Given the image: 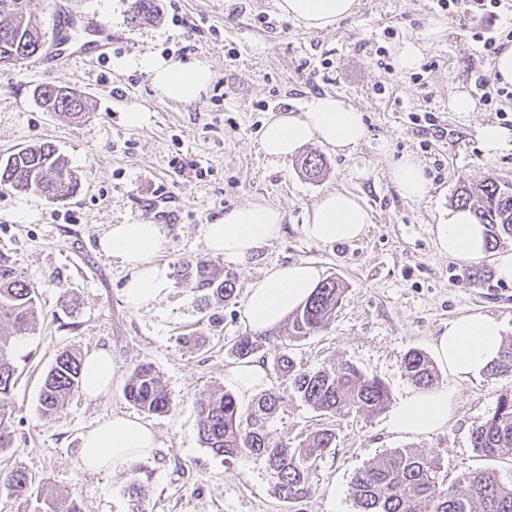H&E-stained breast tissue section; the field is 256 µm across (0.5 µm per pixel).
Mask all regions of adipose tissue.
<instances>
[{
    "instance_id": "adipose-tissue-1",
    "label": "adipose tissue",
    "mask_w": 512,
    "mask_h": 512,
    "mask_svg": "<svg viewBox=\"0 0 512 512\" xmlns=\"http://www.w3.org/2000/svg\"><path fill=\"white\" fill-rule=\"evenodd\" d=\"M358 0H277L286 17L309 32L335 28L356 12ZM151 78L159 97L180 103L196 101L211 81L210 70L198 63H170L153 57L138 61ZM367 134L364 114L331 95L311 97L299 113L273 112L265 122L259 148L271 161L293 156L299 147L315 141L339 153H351ZM391 178L407 199L428 195L431 184L420 160L405 156L391 168ZM371 222L369 211L350 193L332 191L314 204L305 235L323 244L360 237ZM283 214L274 207L247 204L225 212L216 223L205 225L204 241L209 253L247 260L256 249L282 233ZM439 249L448 256L476 261L487 251L486 228L470 210L453 208L448 221L437 228ZM101 252L120 258L130 269L124 296L135 308L152 306L165 293L167 271L154 263L162 248L156 225H109L98 241ZM317 269L297 263L269 270L254 281L241 315L244 326L264 332L278 326L303 305L315 287ZM503 341V326L493 316L466 313L450 320L434 340L439 362L460 378L479 374L497 359ZM453 395L445 389H413L401 399L391 416L393 429L431 434L448 424ZM155 445L154 432L140 418L117 414L87 431L83 437L81 461L92 471H112L131 459L149 457Z\"/></svg>"
}]
</instances>
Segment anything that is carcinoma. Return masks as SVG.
<instances>
[{
	"label": "carcinoma",
	"instance_id": "carcinoma-1",
	"mask_svg": "<svg viewBox=\"0 0 512 512\" xmlns=\"http://www.w3.org/2000/svg\"><path fill=\"white\" fill-rule=\"evenodd\" d=\"M132 18L154 15L155 0H133ZM45 45V33L34 19L31 0H0V66L14 58H37ZM33 98L45 112L78 119L86 110L77 93L60 92L55 85H39ZM81 186L77 173L50 143L22 147L0 161V191H33L45 198L64 202ZM457 205L468 207L479 223L487 226L489 243L503 235L512 236V187L488 178L480 183L460 185ZM176 279L194 292L203 293L205 305H222L235 294L234 275L222 273L202 260H184L175 267ZM344 288L334 278L319 282L312 295L291 318L289 339L314 335L327 326L342 300ZM39 296L8 260L0 258V454L12 447L13 393L17 383L13 358V335L35 330ZM262 341L249 334L236 340L231 356L247 359L261 352ZM407 379L418 388L430 389L438 371L424 351L412 349L403 359ZM289 395L322 415L370 417L382 412L388 403L385 383L369 377L357 367L340 362L318 368L296 364L283 344L273 358ZM488 372L512 376V342L503 343L498 359ZM82 358L68 350L57 355L46 374L39 398L45 416L59 413L71 396L82 387ZM124 394L140 411L148 414L169 412L171 401L159 374L152 365L141 363L129 374ZM282 402L280 392L266 390L245 410L234 394L216 386L196 404L197 429L201 442L215 456L232 459L251 454L264 460L278 499L286 504L303 501L313 487L312 476L324 455L336 447V432L317 427L289 441L277 433L275 422ZM471 443L480 456L496 458L512 452V389L503 391L493 414L471 433ZM439 455L394 448L382 453L352 477L357 512H512V483L502 482L489 469L469 471L447 483ZM133 471L128 485L132 512H143L139 474ZM33 478L15 467L0 470V492L22 501L32 495ZM44 512H82L77 501L67 497L44 500Z\"/></svg>",
	"mask_w": 512,
	"mask_h": 512
}]
</instances>
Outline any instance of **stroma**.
Listing matches in <instances>:
<instances>
[{
	"label": "stroma",
	"instance_id": "35a3bbf8",
	"mask_svg": "<svg viewBox=\"0 0 512 512\" xmlns=\"http://www.w3.org/2000/svg\"><path fill=\"white\" fill-rule=\"evenodd\" d=\"M133 0H32L45 35H52L60 6L108 29L112 43L92 62L34 58L0 68V156L49 142L81 176L80 192L53 202L32 192H0V256L37 288L35 331L18 337L14 360L13 446L9 464L32 476L36 494L20 503L0 495V512H42L43 498L76 499L82 512H130L126 486L135 468L142 481L144 512H285L272 492L262 459L244 454L225 460L199 440L195 403L216 385L234 390L224 370L233 364L230 347L246 329L240 316L247 290L269 269L308 263L320 278L344 288L340 305L320 333L287 342V326L263 334L266 357L281 343L291 345L297 364L316 367L346 361L388 387L386 411L371 417L323 419L297 400L284 399L276 428L292 438L327 424L336 448L319 463L313 490L299 512H355L354 474L392 448L439 453L449 478L492 469L512 480V456H479L472 431L494 412L512 377L482 372L459 379L440 369L438 387L453 395L443 431L412 435L390 426L392 410L411 389L402 361L412 349L432 352L449 320L467 312L496 317L512 338V282L502 281L492 257L473 262L448 258L437 244V227L455 205L461 181L495 178L512 182V150L489 159L478 128L492 121L512 128V98L482 101L478 75L490 59L475 33L504 41L512 28V0L495 12L474 0H458L455 13L437 0H359L357 12L326 32H308L282 17L276 0H156V12L139 23ZM443 20L446 33L425 44L420 66L403 72L393 51L416 40L430 20ZM159 57L195 61L213 79L200 99L184 105L161 100L147 73L130 60ZM71 88L88 112L71 122L39 108L36 86ZM479 98L478 111H449L458 87ZM330 94L365 115L367 136L350 154L310 142L301 154L321 155L320 177L305 176L295 158L273 163L258 146L261 127L273 112H300L314 95ZM147 120L133 127L128 111ZM410 154L425 166L432 188L421 200L402 198L390 166ZM330 190L355 195L371 214L365 234L331 246L305 236L315 201ZM248 203L281 209L278 239L247 262L210 254L203 228ZM154 224L163 247L157 264L205 260L233 273V303L223 320L210 325L196 293L170 280L149 309L132 308L124 285L130 271L105 255L97 242L108 225ZM203 337L193 348L184 336ZM111 352L114 376L95 398L76 392L61 413L42 416L39 393L59 352ZM148 362L170 396L168 413L148 418L155 433L149 458L109 473L82 468L83 435L115 414H135L123 387L131 370Z\"/></svg>",
	"mask_w": 512,
	"mask_h": 512
}]
</instances>
